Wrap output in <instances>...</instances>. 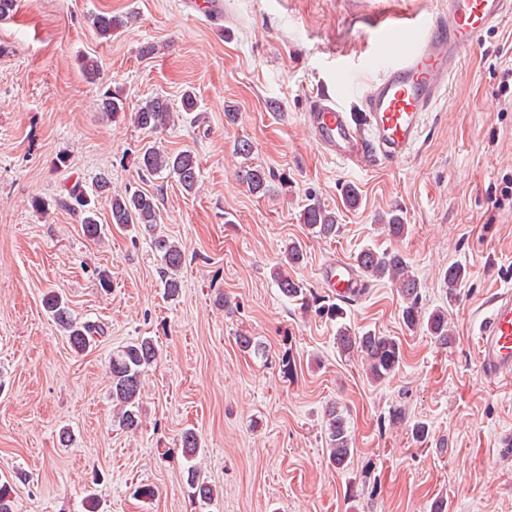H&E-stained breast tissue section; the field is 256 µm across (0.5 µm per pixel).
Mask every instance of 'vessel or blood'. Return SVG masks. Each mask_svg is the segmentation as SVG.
Masks as SVG:
<instances>
[{"label": "vessel or blood", "mask_w": 512, "mask_h": 512, "mask_svg": "<svg viewBox=\"0 0 512 512\" xmlns=\"http://www.w3.org/2000/svg\"><path fill=\"white\" fill-rule=\"evenodd\" d=\"M444 9L423 17L383 15L379 32L397 33L399 46L380 58L381 75L361 95L353 115L321 90L308 101L305 119L328 156L362 168L396 164L410 157L428 112L448 90L465 53L504 15L512 0H445ZM321 279L336 300L361 295L354 264L323 267ZM478 359L488 380L512 371V294H492L477 331Z\"/></svg>", "instance_id": "obj_1"}]
</instances>
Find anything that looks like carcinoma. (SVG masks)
Masks as SVG:
<instances>
[{"instance_id": "1", "label": "carcinoma", "mask_w": 512, "mask_h": 512, "mask_svg": "<svg viewBox=\"0 0 512 512\" xmlns=\"http://www.w3.org/2000/svg\"><path fill=\"white\" fill-rule=\"evenodd\" d=\"M129 23L127 16H114L102 12L94 17V27L101 37L112 35V29ZM80 70L89 83H97L100 78L101 65L98 60L85 57L80 62ZM126 105L120 95L106 90L101 95V110L114 118L125 112ZM173 107L162 97H153L140 105L135 112V123L140 128L158 132L165 129L173 119ZM137 168L149 175L167 173L174 178L181 188L191 193L199 181L200 166L196 155L190 150L168 153L155 147L142 148L137 156ZM268 175L262 168L254 167L246 174V181L255 194L265 192ZM106 198L110 203V223L118 225L138 224L143 227L154 249L159 252L161 273L169 294L178 293L181 288L177 271L182 265L184 254L178 244L171 241L158 227V197L149 192L135 190L125 194H112L111 182L106 175L99 176L92 192L79 183L60 193L56 199L58 207L78 217L87 236L100 237L102 227L97 220L95 200ZM301 217L303 223L316 234L327 238L340 230L336 212L328 210L316 201L306 204ZM384 231L393 239H401L408 232L403 216L391 212L384 218ZM354 262L361 273L371 279L384 278L394 282L400 288L405 306L402 319L408 329L423 328L440 346H449L453 342L452 330L448 325V310L436 308L431 312L422 309L420 302V283L409 273L408 262L398 250L378 251L373 248L361 250ZM465 278L464 268L450 266L443 274L448 286V300L456 297L458 287ZM281 293L295 301L306 299V293L300 283L288 276H278ZM45 308L65 331L71 346L77 351H84L93 342V336L100 327L89 322L81 323L73 318L66 302L55 292H49L44 299ZM336 344L339 351L350 357L361 353L365 356L371 379L377 383L390 378L401 361V348L398 341L391 336H379L372 331L360 334L345 325L336 332ZM158 349L150 339H142L121 347L112 354L109 369L112 378L111 396L116 407L114 422L118 427L136 431L140 427L138 400L143 387L146 369L154 363ZM325 444L330 461L338 468L347 466L354 453L352 437L347 420L338 407L331 406L326 412ZM182 454L187 459H194L198 452V439L194 432L188 430L181 438ZM186 484L191 496L207 503L212 500L213 489L200 479L198 469L190 465L186 470Z\"/></svg>"}]
</instances>
